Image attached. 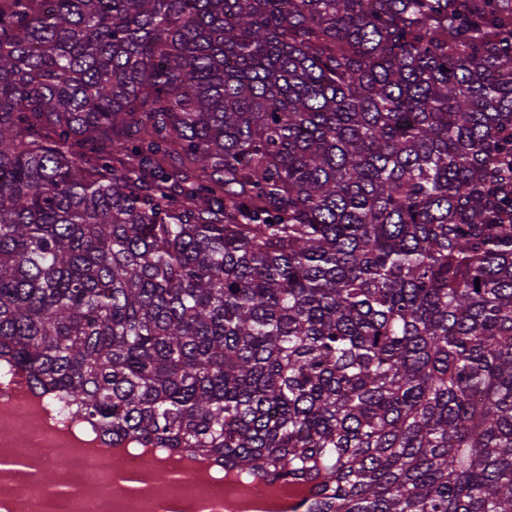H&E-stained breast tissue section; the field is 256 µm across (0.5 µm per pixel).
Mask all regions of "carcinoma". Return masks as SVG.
Listing matches in <instances>:
<instances>
[{"label": "carcinoma", "mask_w": 512, "mask_h": 512, "mask_svg": "<svg viewBox=\"0 0 512 512\" xmlns=\"http://www.w3.org/2000/svg\"><path fill=\"white\" fill-rule=\"evenodd\" d=\"M1 356L304 512H512V0H0Z\"/></svg>", "instance_id": "1"}]
</instances>
